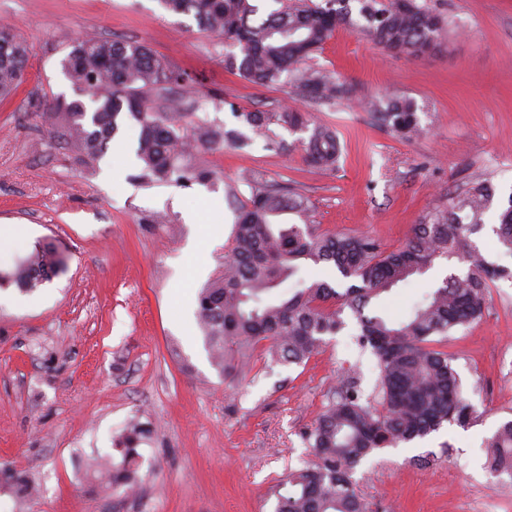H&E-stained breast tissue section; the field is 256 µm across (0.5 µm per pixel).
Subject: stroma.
I'll return each mask as SVG.
<instances>
[{"label":"stroma","mask_w":512,"mask_h":512,"mask_svg":"<svg viewBox=\"0 0 512 512\" xmlns=\"http://www.w3.org/2000/svg\"><path fill=\"white\" fill-rule=\"evenodd\" d=\"M449 24L437 48L411 57L339 29L309 67L341 75L350 98L317 102L293 85L260 87L227 70L222 40L158 0H0V23L28 46L27 80L0 101V270L51 241L66 266L34 292L0 288V462L39 487L34 499L0 493V512H273L270 488L305 466V438L343 369L356 367L363 398L379 369L354 329L330 337L306 364L271 363L256 349L233 378L210 365L196 320L198 293L221 270L251 173L292 185L315 207L322 229L365 232L393 247L433 207L491 180L496 202L512 195V0H426ZM78 39L145 43L188 84L166 95L184 122L235 125V113L292 107L336 128L343 145L333 170L309 167L302 132L273 126L248 147L199 150L213 176L179 185L142 178L134 143L92 161L57 133L43 111L79 100L61 61ZM415 101L423 135L406 139L378 125L364 102ZM237 187L230 197L229 187ZM222 232L201 237L211 207ZM198 214L187 223L186 209ZM200 242L207 272L193 274L187 250ZM464 264L438 262L380 301L402 317ZM472 409L468 425L444 424L416 442L367 456L356 490L373 512H512V480L495 479L486 446L512 419V280L490 289L482 319L448 340ZM150 419L139 448L135 493L91 488L84 464L119 458L117 436L133 417ZM429 457L426 465L418 457Z\"/></svg>","instance_id":"stroma-1"}]
</instances>
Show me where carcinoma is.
Masks as SVG:
<instances>
[{
  "label": "carcinoma",
  "mask_w": 512,
  "mask_h": 512,
  "mask_svg": "<svg viewBox=\"0 0 512 512\" xmlns=\"http://www.w3.org/2000/svg\"><path fill=\"white\" fill-rule=\"evenodd\" d=\"M159 2L170 13L193 15L201 30L238 48L224 55L227 69L264 87L291 83L312 100L350 96L351 88L341 78L298 68L337 29L348 27L384 49L411 56L436 46L446 29L445 20L417 0H359L360 21L352 18L350 0H274L277 7L264 14L251 0ZM27 60L23 40L11 28L1 27L0 100L11 97L23 83ZM61 64L72 84L92 97L90 110L81 101L68 105L63 133L90 159L105 154L127 116L138 125L135 153L148 179L206 182L209 169L185 163L193 151L248 144L249 138L236 129L189 128L171 112L172 101L167 111H157L154 98L185 78L146 44L81 39L70 46ZM370 108L378 123L402 137L421 131L416 104L409 98L373 99ZM233 116L264 137L269 148L281 147L272 124L308 131L302 141L305 162L319 169H333L339 162L342 149L336 129L311 124L305 112ZM494 197L491 182L476 181L413 225L400 247L387 250L368 234L323 231L315 223L312 204L288 186L251 187L250 197L239 207L224 269L198 297L196 318L211 366L222 376L238 374L258 347L265 348L273 363L299 365L318 353L325 337L348 326L349 311L356 321L358 345L375 356L381 372L377 394L365 402L355 370L338 376L328 404L305 433L314 460L274 486V512H371L352 480L363 459L376 449L423 438L445 423H469L471 408L452 357L435 344L480 319L489 289L500 279H512V268L488 261L471 239ZM287 213L297 220L274 222ZM497 221L498 247L512 256V194L498 207ZM64 259L56 244L42 243L12 271L0 272V286L14 284L31 292L51 281ZM443 259L467 265V273L448 274L424 304L402 319L376 307L381 296ZM306 263L332 265L353 284L339 292L325 281H311L291 294H275ZM148 434L139 421L127 424L118 439L121 461L92 463L91 485L134 489L139 481L138 448ZM487 453L491 474L512 477V420L488 441ZM0 487L19 498L34 491L6 464L0 466Z\"/></svg>",
  "instance_id": "1"
}]
</instances>
